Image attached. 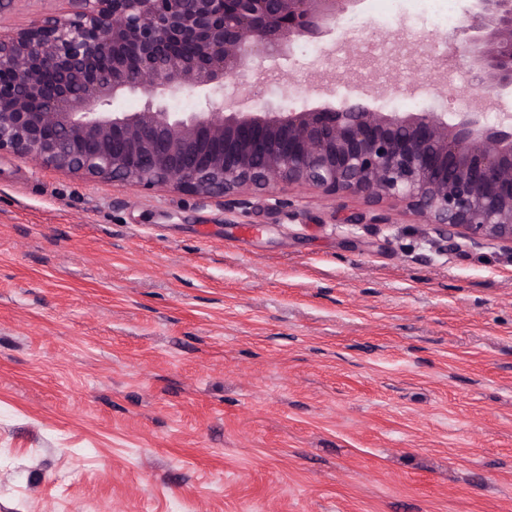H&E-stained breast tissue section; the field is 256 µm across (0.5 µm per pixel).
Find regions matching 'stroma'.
I'll return each mask as SVG.
<instances>
[{
    "mask_svg": "<svg viewBox=\"0 0 512 512\" xmlns=\"http://www.w3.org/2000/svg\"><path fill=\"white\" fill-rule=\"evenodd\" d=\"M343 14L251 80L338 103L348 30L424 41L377 105L476 112L447 29ZM71 0H0V30ZM418 80L409 98L393 80ZM302 193L246 206L0 154V512H512V253Z\"/></svg>",
    "mask_w": 512,
    "mask_h": 512,
    "instance_id": "stroma-1",
    "label": "stroma"
}]
</instances>
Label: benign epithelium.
<instances>
[{
    "label": "benign epithelium",
    "instance_id": "1",
    "mask_svg": "<svg viewBox=\"0 0 512 512\" xmlns=\"http://www.w3.org/2000/svg\"><path fill=\"white\" fill-rule=\"evenodd\" d=\"M0 32V152L86 180L222 197L310 191L408 213L424 235L512 252V113L371 104L245 107L254 68L336 28L360 0H74ZM480 98L512 94V0H470L448 33ZM197 94L196 112L164 100ZM138 94L135 112L112 102Z\"/></svg>",
    "mask_w": 512,
    "mask_h": 512
}]
</instances>
